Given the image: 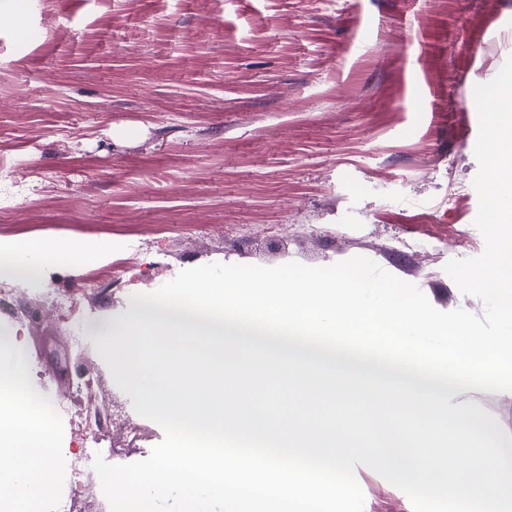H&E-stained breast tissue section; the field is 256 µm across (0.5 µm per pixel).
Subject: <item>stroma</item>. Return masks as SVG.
<instances>
[{
  "label": "stroma",
  "mask_w": 512,
  "mask_h": 512,
  "mask_svg": "<svg viewBox=\"0 0 512 512\" xmlns=\"http://www.w3.org/2000/svg\"><path fill=\"white\" fill-rule=\"evenodd\" d=\"M511 56L512 0H0V239L112 244L0 297L43 406L73 407L51 415L58 491L73 459H109L113 413L163 440L91 327L182 270L363 256L482 314L443 267L485 248L474 88ZM132 252L145 277H113ZM453 400L512 435V398ZM356 478L363 512H413L371 468Z\"/></svg>",
  "instance_id": "1"
}]
</instances>
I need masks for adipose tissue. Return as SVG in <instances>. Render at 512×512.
I'll use <instances>...</instances> for the list:
<instances>
[{
	"instance_id": "adipose-tissue-1",
	"label": "adipose tissue",
	"mask_w": 512,
	"mask_h": 512,
	"mask_svg": "<svg viewBox=\"0 0 512 512\" xmlns=\"http://www.w3.org/2000/svg\"><path fill=\"white\" fill-rule=\"evenodd\" d=\"M111 249L108 242L0 240V280L39 281L76 258L100 261ZM0 375L5 378L0 386V494L24 512L31 500L49 496L56 487L59 439L32 383L27 341L11 329L0 333Z\"/></svg>"
}]
</instances>
